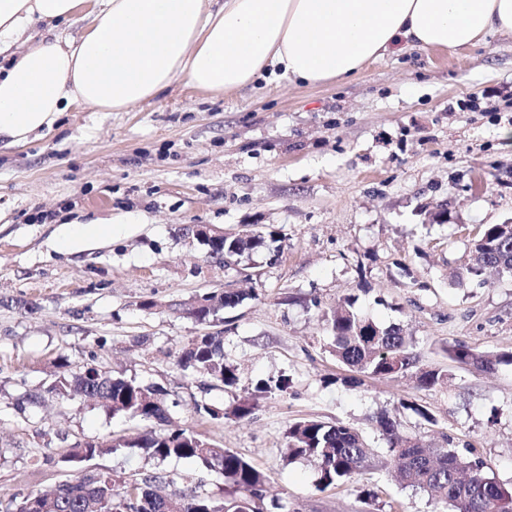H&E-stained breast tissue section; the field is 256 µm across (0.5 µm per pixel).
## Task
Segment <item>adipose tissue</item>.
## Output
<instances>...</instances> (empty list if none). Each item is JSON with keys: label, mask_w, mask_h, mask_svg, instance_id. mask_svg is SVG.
<instances>
[{"label": "adipose tissue", "mask_w": 512, "mask_h": 512, "mask_svg": "<svg viewBox=\"0 0 512 512\" xmlns=\"http://www.w3.org/2000/svg\"><path fill=\"white\" fill-rule=\"evenodd\" d=\"M82 0H0V145L51 129L70 106L124 112L177 79L214 94L265 74L333 83L401 44L472 47L512 33V0H92L91 23L66 38L57 22ZM37 45L18 41L37 22Z\"/></svg>", "instance_id": "adipose-tissue-1"}]
</instances>
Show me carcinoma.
Returning a JSON list of instances; mask_svg holds the SVG:
<instances>
[{
  "label": "carcinoma",
  "instance_id": "carcinoma-1",
  "mask_svg": "<svg viewBox=\"0 0 512 512\" xmlns=\"http://www.w3.org/2000/svg\"><path fill=\"white\" fill-rule=\"evenodd\" d=\"M280 239L279 230L267 227L263 231L250 229L226 236L222 248L204 238L201 242L213 253V258L229 267L255 251L270 249ZM272 253L276 259L280 250L275 248ZM487 269L512 280V224L480 227L467 259L461 264L459 279H478ZM240 300V295L231 290L209 293L182 305V312L199 324H208L219 310ZM355 303V299H347L327 319L332 335L329 352L350 369L375 378H390L414 367V337L398 325H377L358 311ZM445 352L453 362L484 372L512 365V352L489 356L460 341ZM177 364L207 378L215 387L235 389L239 384L237 369L224 359V336L220 331L194 337ZM445 378L447 374L434 368L422 371L418 382L431 389ZM289 387V378L278 376L259 380L255 392L282 395ZM47 393L61 398L77 393L108 411L156 423L158 428L134 438L112 439V449L137 447L158 462L182 459L205 469H216L224 477V498L216 499L196 490L179 496L162 495L158 485L164 477L153 472L126 477L96 472L61 481L49 497L28 493L0 500V512H290L286 501L273 500L265 505L266 476L247 458L201 438L191 429L170 424L168 393L160 387L100 369L92 373L84 367L74 369L62 358ZM196 410L212 418L221 415L225 419L243 420L253 414L254 404L245 396L220 415L206 404L196 405ZM377 423L379 435L387 445L381 467L392 476L426 492L435 503L451 508L452 512H512V489L497 480L477 453L459 452L448 437L440 448H425L419 440L403 434L392 419L381 417ZM285 438V458L312 462L318 474L317 485L323 488L350 481L370 463L371 449L364 446L360 430L340 422L297 420L288 426ZM104 452L106 449L100 444L85 442L75 446L65 462L77 470Z\"/></svg>",
  "mask_w": 512,
  "mask_h": 512
}]
</instances>
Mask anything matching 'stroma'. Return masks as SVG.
<instances>
[{
    "mask_svg": "<svg viewBox=\"0 0 512 512\" xmlns=\"http://www.w3.org/2000/svg\"><path fill=\"white\" fill-rule=\"evenodd\" d=\"M440 205L447 221L432 217ZM75 218L127 226L62 249L61 225ZM507 222L512 35L455 51L406 48L336 83L270 76L215 97L179 80L126 112L70 107L40 137L0 150V497L51 491L77 443L147 428L47 394L61 357L166 390L173 423L251 460L270 480L268 497L291 512H440L378 468L318 489L313 465L283 459V434L303 418L359 428L378 457L382 416L427 446L451 437L511 488L512 365L487 373L445 352L458 341L512 350V281L455 277L479 227ZM246 224L282 230L278 260L260 251L227 268L192 234ZM225 290L246 295L223 312L224 355L240 381L206 390L175 364L206 331L179 306ZM350 294L380 326H403L418 369H445L447 383L426 389L415 371L379 379L337 363L325 316ZM148 299L155 308H142ZM282 374L287 394L256 398L247 420L195 409L223 410ZM86 467L158 472L169 494L224 493L219 472L140 448Z\"/></svg>",
    "mask_w": 512,
    "mask_h": 512,
    "instance_id": "1",
    "label": "stroma"
}]
</instances>
